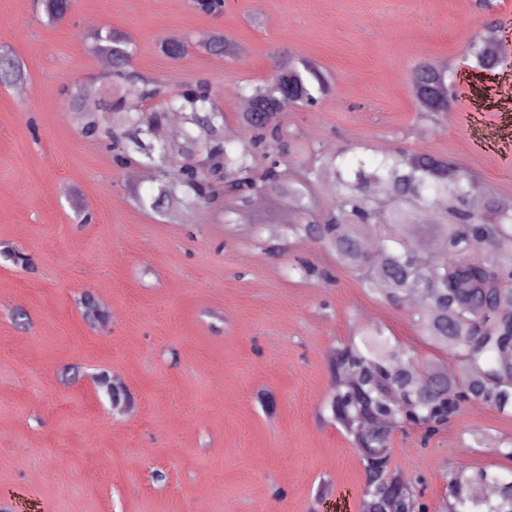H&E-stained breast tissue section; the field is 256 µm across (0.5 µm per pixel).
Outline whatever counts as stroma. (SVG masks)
Here are the masks:
<instances>
[{
	"label": "stroma",
	"instance_id": "1",
	"mask_svg": "<svg viewBox=\"0 0 512 512\" xmlns=\"http://www.w3.org/2000/svg\"><path fill=\"white\" fill-rule=\"evenodd\" d=\"M512 0H224L221 14L193 0H75L47 23L36 0H0V45L25 68L26 95L0 84V495L17 512H359L364 473L344 432L322 415L334 373L328 351L363 326L437 360L413 307L364 292L334 251L311 239L266 249L284 219L271 202L157 212L136 203L155 183L131 180L105 144L82 136L70 90L98 98L107 79L89 36L112 29L135 44L133 67L169 89L204 81L224 132L247 135L245 87L306 59L328 75L313 109L286 112L287 178L308 175L310 153L374 160L426 151L477 177L512 209V99H470L512 85L511 67L487 71L465 55ZM237 51L205 52L213 32ZM178 35L170 59L161 40ZM426 60L460 75L457 111L422 112L410 75ZM328 267L304 280L297 261ZM109 317L90 324L80 298ZM110 371L131 403L113 410L93 383ZM512 414L467 406L422 443L395 433V464L420 477L429 504L447 472L464 466L512 479L502 454Z\"/></svg>",
	"mask_w": 512,
	"mask_h": 512
}]
</instances>
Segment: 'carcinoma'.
<instances>
[{
    "label": "carcinoma",
    "mask_w": 512,
    "mask_h": 512,
    "mask_svg": "<svg viewBox=\"0 0 512 512\" xmlns=\"http://www.w3.org/2000/svg\"><path fill=\"white\" fill-rule=\"evenodd\" d=\"M50 24L64 20L70 0H40ZM494 28L468 45L479 66H491L497 52ZM212 55L234 51L222 33L202 43ZM95 52L112 61L116 82L135 77L129 70L134 49L120 32L93 37ZM171 59L181 57L186 45L178 38L160 42ZM21 61L0 48V82L24 79ZM139 101L160 98L169 111L184 115L190 129L181 151L201 159L172 176L168 160L172 145L161 132L164 114L150 123L143 112L121 97L107 95L94 102L79 101L85 137L109 141L118 164L143 163L154 167L157 194L141 205L156 210L177 199L188 208L224 203L225 209L248 205L255 194H266L278 209L288 211L286 234L305 237L336 251L350 268L360 288L382 302L404 308L411 289L427 290L414 323L426 344L457 365L450 371L434 362L422 363L414 351L385 336L377 324L357 336L339 341L329 352L336 381L328 408L333 419L356 448L365 476L359 512H399L418 499L420 479L400 470L393 461L391 435L395 427L440 433L469 402L500 413H512V210L500 207L477 181L453 171L448 159L426 152H396L375 163L339 153L317 152L314 160L333 170L336 199L318 215L311 207L312 182L290 181L281 170V155L299 148L283 136L280 118L288 110L315 104L330 90L319 66L309 60L288 64L269 83L250 88L249 110L242 114L248 139L241 143L224 137L223 113L215 110L203 83L170 90L160 82L139 79ZM421 108L437 112L434 99L449 103L456 95L452 70L432 61L421 63L411 78ZM112 113V129L100 126L98 114ZM438 214L435 224L423 223V213ZM381 230L379 250L362 247V230ZM422 232L435 242L423 250L411 235ZM96 383L112 400L128 403L124 388L107 373ZM478 485H490L495 500L474 496ZM471 512H512V480L463 467L446 476L441 507Z\"/></svg>",
    "instance_id": "1"
}]
</instances>
